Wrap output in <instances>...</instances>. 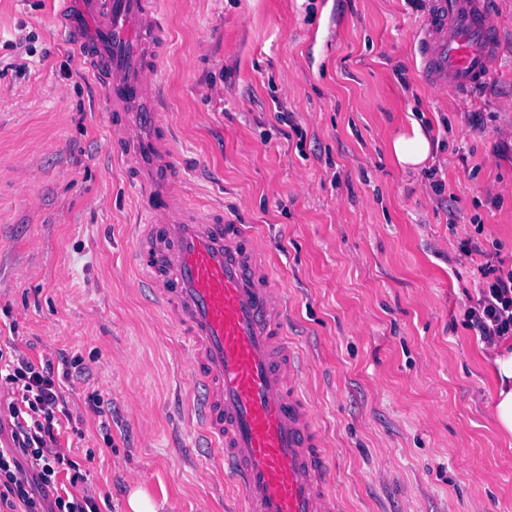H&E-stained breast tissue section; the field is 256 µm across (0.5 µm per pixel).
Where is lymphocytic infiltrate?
Segmentation results:
<instances>
[{
    "instance_id": "lymphocytic-infiltrate-1",
    "label": "lymphocytic infiltrate",
    "mask_w": 512,
    "mask_h": 512,
    "mask_svg": "<svg viewBox=\"0 0 512 512\" xmlns=\"http://www.w3.org/2000/svg\"><path fill=\"white\" fill-rule=\"evenodd\" d=\"M487 272L465 316L492 345L512 335V268L491 264ZM0 390L12 396L10 443L0 448V512H100L95 497L77 488L84 480L79 463L56 449L71 412L53 363L36 364L16 347H0ZM65 470L71 489L63 493L58 475Z\"/></svg>"
}]
</instances>
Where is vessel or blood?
Masks as SVG:
<instances>
[{
  "label": "vessel or blood",
  "mask_w": 512,
  "mask_h": 512,
  "mask_svg": "<svg viewBox=\"0 0 512 512\" xmlns=\"http://www.w3.org/2000/svg\"><path fill=\"white\" fill-rule=\"evenodd\" d=\"M57 2L58 37L102 80L113 156L141 217L137 277L181 341L187 414L218 451L215 472L237 487L243 512H342L265 249L247 225L190 208L180 190L157 80L167 38L160 0ZM498 34L485 0H430L416 42L424 82L472 96L495 69Z\"/></svg>",
  "instance_id": "vessel-or-blood-1"
}]
</instances>
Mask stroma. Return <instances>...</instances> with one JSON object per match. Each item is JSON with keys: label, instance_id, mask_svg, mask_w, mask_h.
Wrapping results in <instances>:
<instances>
[{"label": "stroma", "instance_id": "35a3bbf8", "mask_svg": "<svg viewBox=\"0 0 512 512\" xmlns=\"http://www.w3.org/2000/svg\"><path fill=\"white\" fill-rule=\"evenodd\" d=\"M497 78L454 100L419 75L429 0H162L166 120L189 200L250 225L344 512H512L491 349L466 325L467 240L512 266V0H487ZM56 0H0V343L79 358L58 449L111 512H227L203 479L177 338L131 266L138 219L101 83L55 35ZM435 146L406 171L389 142ZM100 396L105 417L91 396Z\"/></svg>", "mask_w": 512, "mask_h": 512}]
</instances>
